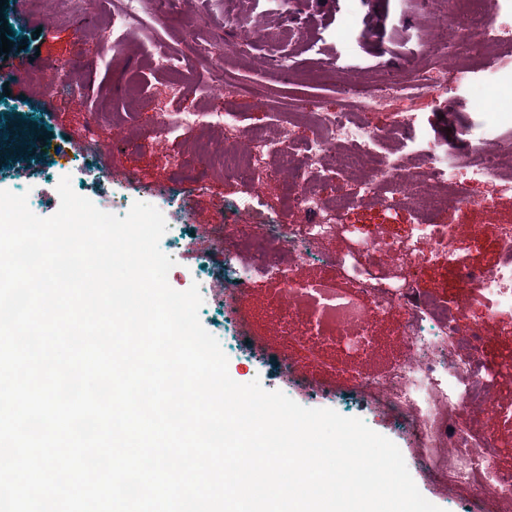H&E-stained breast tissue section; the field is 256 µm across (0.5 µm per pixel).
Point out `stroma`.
Segmentation results:
<instances>
[{
	"label": "stroma",
	"mask_w": 512,
	"mask_h": 512,
	"mask_svg": "<svg viewBox=\"0 0 512 512\" xmlns=\"http://www.w3.org/2000/svg\"><path fill=\"white\" fill-rule=\"evenodd\" d=\"M113 0H7L0 20L14 27L9 52L11 76L0 79V190L27 194L38 217L54 215L60 206L58 184L69 177L73 191L102 209L125 216L134 202L151 201L170 226L160 249L174 265L167 280L178 291L198 285L203 304L199 319L221 341L228 371L237 382L259 380L268 391H280L306 408H327L357 417L400 449L420 493L443 512H492L474 496L432 483L415 458L412 439L402 423L377 412L363 398L339 400L317 385L313 358H332L329 349L311 355L305 320L299 309L280 296L276 278L256 276L247 294L211 290L218 278L231 279L215 255L218 235L232 223L233 204L248 196L245 177L211 164V149L224 139L221 129L199 125L179 128L180 114L210 105L205 90L209 74L201 49L233 46L222 64L227 85L222 107L241 127H259L278 135L282 126L297 138L312 134L320 113L353 111L347 83L374 87L380 73L425 67L438 79L428 91L398 95L383 110L361 112L378 129L394 127L402 115L417 113L422 133L445 144L442 118L455 114L479 120L484 128L512 139V112H487L483 90L512 97V42L490 47L467 80L455 81L459 69L456 42L443 29L457 11V0H433L422 10L419 0H238L235 14L224 12V0H170L169 16H141L131 26L112 29L107 19ZM118 44L114 58L99 62L102 41ZM173 52L171 64L152 66L160 48ZM79 69L80 89L72 91L66 68ZM54 95H45L44 82ZM104 136L107 147L89 156L56 163L64 141L77 142L88 130ZM281 158H267L277 180L254 199L259 224H293L288 209L287 173ZM469 193L498 195V221L470 225L469 263L493 268L498 260V226L512 224V191L471 181L467 170L456 173ZM346 223L370 237L386 227L394 237L410 233L413 224L446 222L447 209L404 207L385 210L364 202L346 210ZM430 301L463 307L467 296L455 285L445 256L422 264L414 283ZM396 318L375 323L373 354L352 358L354 371L376 373L407 353ZM302 358L303 375L285 376L277 346ZM490 410L479 412L474 428L512 450V390L490 395Z\"/></svg>",
	"instance_id": "1"
}]
</instances>
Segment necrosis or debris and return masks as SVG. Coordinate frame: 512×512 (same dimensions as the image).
Segmentation results:
<instances>
[{
  "label": "necrosis or debris",
  "mask_w": 512,
  "mask_h": 512,
  "mask_svg": "<svg viewBox=\"0 0 512 512\" xmlns=\"http://www.w3.org/2000/svg\"><path fill=\"white\" fill-rule=\"evenodd\" d=\"M210 123L224 126L227 136L216 149V157L225 171L248 173L254 192H262L268 184V173L261 161L279 154L291 161L286 150L294 135L283 128L278 138L270 139L253 129L231 122L230 113L215 109L209 112ZM448 153L438 158L424 153L417 170L406 169L393 156H381L372 165L366 180L355 193L356 198L377 197L391 208L405 206L409 181L448 192V205L453 211L477 213L485 221L496 218L494 201L479 200L470 195L454 179V169L469 170L473 179L497 182L498 159L503 145L493 138L477 140L473 126L449 122ZM414 114H406L399 128L374 129L359 120L353 112L322 114L318 131L305 142L304 168L295 172L292 213L305 216L294 232L279 236L257 233L255 226L241 223L224 228V264L233 269L232 286L244 291L257 268L272 270L280 280L289 301L302 306L308 318V339L314 347H335L339 359L325 366L323 385L332 376L347 377L356 393L368 397L395 414L404 424L417 447V458L429 479L463 490H474L496 500L505 512H512V471L499 463L500 447L487 436H475L467 429V415L487 403L485 388L500 385L512 376L508 363L486 364L480 348L481 323L472 321V311L490 313L512 309V226L500 227L498 247L500 261L491 270L461 261L468 242L455 224H417L409 237L395 239L380 234L368 239L356 236L352 225L340 223L341 209L326 207L321 196L310 187L315 172H329L357 163L366 156L381 155L385 141L404 136L413 141ZM253 239L256 264H240L237 241L241 236ZM336 235L349 238L346 256L336 257L324 251L323 243ZM429 241L432 251L446 255L448 267L455 275L457 287L467 291L470 307L466 310L433 303L432 309L441 322V330L433 336L421 333L422 318L418 313L424 301L410 286V270L414 263V243ZM293 251L305 258L320 253L326 264L346 275L345 286L336 278L318 282L295 280L285 266L279 265L277 254ZM401 259L394 279L377 276L374 266L385 255ZM400 314L398 331L413 349L410 358L394 362L380 376L350 372L345 355L361 354L373 349L371 332L374 318Z\"/></svg>",
  "instance_id": "4bbe7bcc"
}]
</instances>
